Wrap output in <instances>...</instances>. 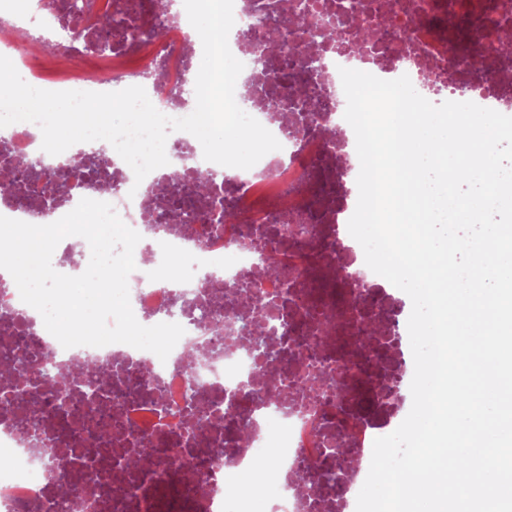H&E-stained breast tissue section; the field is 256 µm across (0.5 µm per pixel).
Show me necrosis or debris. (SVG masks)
I'll return each mask as SVG.
<instances>
[{
    "label": "necrosis or debris",
    "mask_w": 512,
    "mask_h": 512,
    "mask_svg": "<svg viewBox=\"0 0 512 512\" xmlns=\"http://www.w3.org/2000/svg\"><path fill=\"white\" fill-rule=\"evenodd\" d=\"M353 0L349 27L369 35L367 47L343 52L314 45L310 32L324 25L327 6L345 0H307L302 15L308 34L298 38L314 66L294 69L273 88L241 72L235 98L280 142L253 167L216 173L196 200L191 221L164 220L170 197L206 168L200 142L171 132L169 162L136 181L113 146L97 154V178H88L80 155L50 157L63 166L69 189L52 209L40 208L41 180L19 176L0 193V215L50 224L90 198L110 203L137 231L139 258L128 278L130 303L145 326L177 323L185 333L167 360L123 343L87 352L63 348L41 314L24 303L17 286L0 290V365L22 356L34 363L70 364L85 358L107 371L104 383H57L37 372L0 381V512H355L366 475L365 453L378 436L379 419H391L401 388L409 386L414 361L407 328L390 330L394 297L373 271H365L356 302L336 306L318 298L312 262L327 278L363 259L349 236L347 219L358 199L360 162L356 137L344 118L346 97L340 68L384 79L408 75L433 103L471 101L499 112L512 110V54L501 48L512 33V0ZM298 0H234L229 48L248 61L247 43L262 51L263 68H281L283 55L270 44L285 27ZM93 11L122 10L134 26H153L113 44L112 63L94 71L80 63L89 37H72L60 17L37 15L30 0H0V25L32 34L40 26L66 37L49 53L68 60L62 78L47 80L29 54L15 67L29 85L47 91L114 92L144 87L150 101L170 117L191 114L196 101L188 76L199 68L203 47L182 0H92ZM463 15L477 35L467 53L448 50L441 20ZM287 255L292 279L262 270L259 253ZM274 309L278 326L263 331L278 356L265 360L244 344L241 328ZM37 399L39 410L23 418L20 403ZM305 411L289 415L288 404ZM78 417L85 442L111 441L110 456L75 448L69 470L54 474L46 458L69 446L67 422ZM42 441L41 456L23 440ZM344 439L354 460L345 492L323 480L302 479L304 465L335 468L330 450ZM153 461L135 469L142 448ZM275 455L279 478L267 482L259 458ZM108 486L98 496L66 494L72 472Z\"/></svg>",
    "instance_id": "necrosis-or-debris-1"
}]
</instances>
